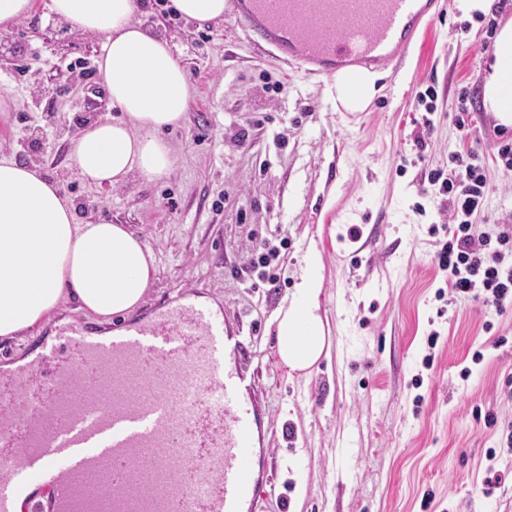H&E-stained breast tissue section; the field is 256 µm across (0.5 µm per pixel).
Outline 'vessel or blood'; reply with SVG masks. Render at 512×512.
I'll return each mask as SVG.
<instances>
[{
	"mask_svg": "<svg viewBox=\"0 0 512 512\" xmlns=\"http://www.w3.org/2000/svg\"><path fill=\"white\" fill-rule=\"evenodd\" d=\"M256 49L339 85L388 68L440 0H229ZM242 342L185 293L149 320L100 336L76 323L0 376V512L24 486L54 512H251L264 419Z\"/></svg>",
	"mask_w": 512,
	"mask_h": 512,
	"instance_id": "1",
	"label": "vessel or blood"
}]
</instances>
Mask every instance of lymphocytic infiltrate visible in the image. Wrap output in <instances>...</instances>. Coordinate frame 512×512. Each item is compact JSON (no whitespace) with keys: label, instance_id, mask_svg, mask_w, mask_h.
<instances>
[{"label":"lymphocytic infiltrate","instance_id":"f902f5d3","mask_svg":"<svg viewBox=\"0 0 512 512\" xmlns=\"http://www.w3.org/2000/svg\"><path fill=\"white\" fill-rule=\"evenodd\" d=\"M427 180L448 198V238L434 259L451 296H479L500 312L512 306V225H503L493 237L472 222L488 191L478 155L456 153L448 169L431 170Z\"/></svg>","mask_w":512,"mask_h":512}]
</instances>
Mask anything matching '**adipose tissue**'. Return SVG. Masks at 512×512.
<instances>
[{"mask_svg": "<svg viewBox=\"0 0 512 512\" xmlns=\"http://www.w3.org/2000/svg\"><path fill=\"white\" fill-rule=\"evenodd\" d=\"M50 15L101 36L98 76L118 117L84 127L72 141L80 179L117 186L130 174L170 175L166 130L185 118L186 68L169 41L139 20L138 0H46ZM486 111L512 128V19L498 30L483 87ZM156 274L147 244L125 225L79 220L75 205L34 166L0 158V341L21 338L68 303L100 323L140 307ZM321 279L304 276L277 320V351L293 371L326 353Z\"/></svg>", "mask_w": 512, "mask_h": 512, "instance_id": "ef3b65f1", "label": "adipose tissue"}]
</instances>
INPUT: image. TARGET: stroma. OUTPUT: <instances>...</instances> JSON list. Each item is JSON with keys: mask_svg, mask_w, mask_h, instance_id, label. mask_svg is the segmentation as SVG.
I'll use <instances>...</instances> for the list:
<instances>
[{"mask_svg": "<svg viewBox=\"0 0 512 512\" xmlns=\"http://www.w3.org/2000/svg\"><path fill=\"white\" fill-rule=\"evenodd\" d=\"M155 12L142 0L140 20L180 52L191 85L183 125L166 134L168 178L134 175L112 189L78 178L71 142L112 109L68 65L97 59L101 39L43 8L0 35V157L37 166L81 219L110 218L145 241L157 273L137 319L189 288L240 332L252 397L288 425L262 431L255 512H470L475 501L512 512V452L501 446L512 309L439 297L430 229L448 214L423 192L430 170L474 148L488 181L475 223L492 236L512 223V174L493 150L512 130L483 105L485 63L512 0L487 17L445 0L400 67L379 71L360 112L337 109L334 86L264 59L231 18L201 27ZM429 87L428 108L418 95ZM275 235L288 240L277 284L244 281L252 244ZM311 271L341 354L293 372L277 355V315Z\"/></svg>", "mask_w": 512, "mask_h": 512, "instance_id": "1", "label": "stroma"}]
</instances>
